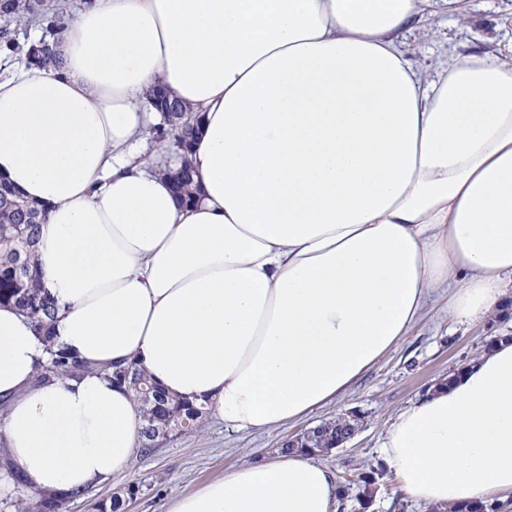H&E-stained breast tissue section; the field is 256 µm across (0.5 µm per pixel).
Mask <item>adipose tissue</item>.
<instances>
[{
	"label": "adipose tissue",
	"mask_w": 512,
	"mask_h": 512,
	"mask_svg": "<svg viewBox=\"0 0 512 512\" xmlns=\"http://www.w3.org/2000/svg\"><path fill=\"white\" fill-rule=\"evenodd\" d=\"M426 0H86L59 68L0 75V177L44 206L36 245L57 342L143 369L225 427L306 419L343 399L428 304L488 320L512 302V58L423 78L392 35ZM200 117L179 203L137 150L149 95ZM34 323L0 307V417L31 491L80 493L141 441L126 387L37 384ZM382 460L412 500L512 501V337L398 408ZM332 470L292 452L167 512H335Z\"/></svg>",
	"instance_id": "obj_1"
}]
</instances>
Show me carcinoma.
Here are the masks:
<instances>
[{"instance_id":"1","label":"carcinoma","mask_w":512,"mask_h":512,"mask_svg":"<svg viewBox=\"0 0 512 512\" xmlns=\"http://www.w3.org/2000/svg\"><path fill=\"white\" fill-rule=\"evenodd\" d=\"M0 16L18 26L48 23L50 39H41L38 44L28 46L25 55L46 67L58 66L59 61L51 57L50 40L57 39L60 34L62 18L48 14L43 0H0ZM150 99L169 125V128L157 132V137L162 139L177 127L171 122L172 112L176 109L184 111L186 107L165 93L160 95L154 92ZM178 163L177 169L167 168L165 172L173 179L177 194L188 202L192 172L184 155H178ZM42 220L43 211L38 206L24 200L10 183L0 179V305L18 307L43 333L47 358L38 369L39 380L49 381L60 375L79 380L86 375L97 374L112 382L127 384L142 412V442L145 449L153 447L159 437L168 433L182 434L198 430L206 415L203 406L169 397L142 371L90 365L71 356L56 343L50 328L57 304L41 288L33 252ZM355 425L357 422L349 425L340 415L333 421L321 424L315 434L304 440V444L309 448H332ZM378 476L374 469L359 475L361 503H366L372 497Z\"/></svg>"}]
</instances>
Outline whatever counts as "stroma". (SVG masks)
<instances>
[{"label":"stroma","instance_id":"1","mask_svg":"<svg viewBox=\"0 0 512 512\" xmlns=\"http://www.w3.org/2000/svg\"><path fill=\"white\" fill-rule=\"evenodd\" d=\"M400 49L415 67L432 69L441 50L454 55L505 54L512 50V0H456L446 10L432 4L398 33ZM446 301L433 304L410 336L378 360L352 391L336 404L316 410L307 419L279 428L235 433L208 418L201 430L174 435L154 448L135 449L125 471L90 489L85 496L66 499L60 512H98L113 493L134 488L122 512H165L169 499L247 463L279 455L282 443L301 431L337 415L355 411L358 432L322 461L343 490L341 512H432L397 489L392 477L380 476L367 505H360L357 474L379 462L382 432L391 413L421 396L435 381L478 356L491 337L512 336V316L466 326L451 325Z\"/></svg>","mask_w":512,"mask_h":512}]
</instances>
